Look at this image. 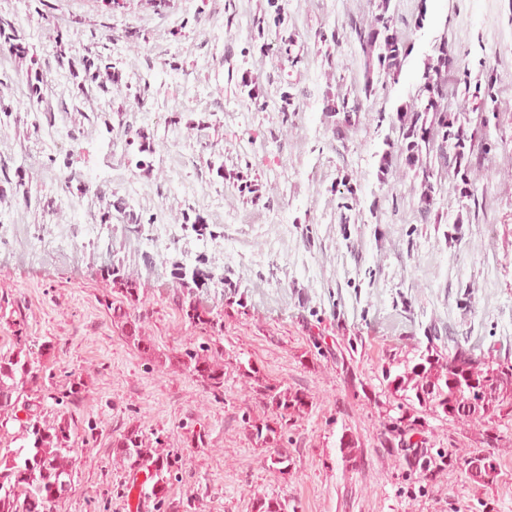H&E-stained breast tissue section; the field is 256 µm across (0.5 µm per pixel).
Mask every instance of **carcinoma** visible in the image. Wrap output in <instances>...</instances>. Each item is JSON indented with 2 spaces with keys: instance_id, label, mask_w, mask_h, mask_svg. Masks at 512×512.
<instances>
[{
  "instance_id": "cac0c4a2",
  "label": "carcinoma",
  "mask_w": 512,
  "mask_h": 512,
  "mask_svg": "<svg viewBox=\"0 0 512 512\" xmlns=\"http://www.w3.org/2000/svg\"><path fill=\"white\" fill-rule=\"evenodd\" d=\"M376 9L371 17L349 13L336 24V39L349 34L355 37L364 57L365 78L355 89V94L338 95L328 100L327 109L338 116L336 125L352 123L353 115L362 111L364 102L377 95L378 82L398 79L407 64L409 52L400 32L398 22L390 12L391 0H375ZM0 39L16 42L19 53H28L25 36L17 20L0 15ZM37 57H31L27 74L30 97L41 94L46 75L37 68ZM112 69L110 58L101 54L83 61V70L72 71L80 78L78 88L95 81L100 72ZM422 83L415 93L397 108L396 117L387 118L378 113V123L390 120L394 136L386 137L385 149L379 159L377 179L387 182L390 164L397 156L405 158L414 170L419 182L421 211H430L435 196L442 190V175H448V193L455 194L461 202L453 223L470 222L479 216L483 202L479 200L477 174L485 162L496 155L502 140L494 132L502 125L499 110L498 69L491 65L487 55L477 58L473 64L455 66L448 59L447 48L437 56L423 59ZM458 100L459 109L448 111L441 107L444 98ZM134 146L136 167L150 170L154 143L139 135L130 142ZM350 179L344 180V188H335L338 194L337 209L341 223L351 221L349 195L353 194ZM100 194L102 211L100 222L110 223L112 213L126 215L130 208L127 200H111ZM183 228L192 230L197 238L214 240L217 232L201 221L183 217ZM172 267L175 287L180 294L177 309L181 317L202 333L200 340L172 357L158 351L139 336L142 315L140 288L134 273L125 261L114 257L103 262L100 274L112 285L104 295V304L113 322L120 325L128 342L140 349L146 360L157 366L166 361H176L180 370L200 382L217 399L224 397V308H205L200 292L207 288H234L236 284L213 269L195 266L191 269L176 258L162 259V264ZM118 294L119 304H112V294ZM11 301L0 297V319L5 321L14 339L16 350L0 354V431L8 430V424L18 423L17 439L21 444L0 453V512H48L51 505L69 496L76 473L75 422L62 417L51 423L44 421V402L75 404L81 393V383L70 382L69 387L56 392L43 381L35 363L41 361L47 346L38 345L26 336L25 321L21 315L6 313ZM388 385L404 399L417 402L431 413L449 419L469 418L476 422H489L507 409H512V364L481 358L461 347L443 354L434 345L426 347L420 362L403 365V370L393 374L385 371ZM256 392L261 395L264 407L276 423L288 421V417L304 410L303 397L277 384L255 379ZM25 411V418L17 415ZM252 435L265 446L271 465L287 461L279 447L277 428L269 422L252 424ZM167 436L160 430L150 433L138 425H132L112 440V451L130 470H147L151 486L144 492L160 512H180L182 505L169 497L175 461L159 452Z\"/></svg>"
}]
</instances>
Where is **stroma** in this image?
I'll use <instances>...</instances> for the list:
<instances>
[{"label":"stroma","instance_id":"35a3bbf8","mask_svg":"<svg viewBox=\"0 0 512 512\" xmlns=\"http://www.w3.org/2000/svg\"><path fill=\"white\" fill-rule=\"evenodd\" d=\"M283 6V24L261 34L264 0H40L31 13L22 0H0L50 80L30 100L29 59L0 43V102L12 110L0 119V225L13 228L0 239V296L18 305L28 336L49 345L41 364L54 384L80 381L71 413L95 425L76 437L73 490L54 512H124L119 490L133 473L112 441L132 424L167 432L180 469L170 495L192 512H255L264 497L287 501L289 512H512V416L446 420L407 405L383 378L418 362L431 332L447 350L512 362V0H392L397 16L426 17L403 33L411 65L341 130L326 103L354 92L364 58L355 38L320 34L347 13L370 14L369 0ZM443 34L455 60L480 48L502 62L503 146L478 183L487 209L458 229L460 204L447 192L420 212L404 161L387 183L376 176L390 128L375 117L395 114L415 90V64ZM59 37L74 61L110 56L113 77L77 89L53 52ZM246 70L260 101L239 84ZM141 132L160 146L147 172L129 145ZM236 173L259 194L240 193ZM348 175L358 219L344 224L330 188ZM68 179L99 192L61 191ZM20 180L29 196L14 193ZM102 192L153 219V242L126 238L117 219L101 225ZM187 216L216 225L218 237L182 230ZM171 244L235 284L232 307L220 289L201 295L224 309L220 400L176 368L146 364L101 303L108 282L88 270L112 253L125 260L146 297L141 334L173 356L196 331L157 260ZM259 377L307 402L287 422L282 471L243 421L267 415ZM189 421L203 444L184 430ZM344 435L357 446L348 465ZM478 456L496 461L491 477L470 475L465 463Z\"/></svg>","mask_w":512,"mask_h":512}]
</instances>
